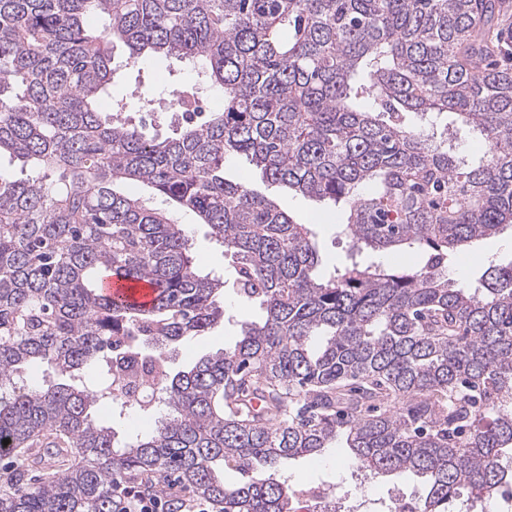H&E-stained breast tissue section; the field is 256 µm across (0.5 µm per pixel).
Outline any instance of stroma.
I'll return each instance as SVG.
<instances>
[{"instance_id":"stroma-1","label":"stroma","mask_w":512,"mask_h":512,"mask_svg":"<svg viewBox=\"0 0 512 512\" xmlns=\"http://www.w3.org/2000/svg\"><path fill=\"white\" fill-rule=\"evenodd\" d=\"M195 74L187 63L172 58L156 56L120 72L111 86L110 98L102 102L103 109H110L113 97L125 94L131 87H139L149 97L167 96L174 84L194 81ZM225 176L234 182L249 184L258 192L273 198L282 210L296 221L309 225L319 255L318 274L324 275L342 267L348 253V243L336 235V226L342 220L340 212L332 206L305 197L285 188L263 182L258 170L246 159L226 161ZM181 223L190 227L193 252L202 270L213 271L224 281V319L214 329L202 336L189 338L172 349L168 355L170 372L187 368L202 355L232 346L246 322H258L265 316L264 309L255 302L240 297L235 288L236 272L231 257L225 256L211 238L207 225L196 223L189 214L182 215ZM512 262V229L484 238L466 247L463 252L448 260V276L455 282L476 280L491 265ZM357 468L344 449L332 448L318 458H301L292 461L279 471V478L288 480L296 489L321 483L340 486L351 495L369 499H382L392 486H399L408 496L422 494L424 487L414 477L403 476L398 480L387 477L366 479L358 483Z\"/></svg>"}]
</instances>
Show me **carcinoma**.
Listing matches in <instances>:
<instances>
[{"label": "carcinoma", "instance_id": "carcinoma-1", "mask_svg": "<svg viewBox=\"0 0 512 512\" xmlns=\"http://www.w3.org/2000/svg\"><path fill=\"white\" fill-rule=\"evenodd\" d=\"M117 41L127 66L187 60L222 107L176 89L184 123L163 140L121 117L151 104L138 91L101 111ZM475 130L486 151L466 158ZM3 154L25 176L0 172V452L30 463L0 466V512H118L122 484L156 475L219 512H291L272 473L335 446L367 477L422 479L412 512L506 482L512 263L473 287L449 281L448 256L512 224V0H0ZM235 157L341 205L353 253L424 262L318 276L308 225L226 179ZM180 213L266 315L173 375L172 346L224 317ZM104 276L150 282L151 306L112 300ZM114 336L160 359L167 406L122 439L92 407L156 405L113 396ZM40 366L54 380L15 383Z\"/></svg>", "mask_w": 512, "mask_h": 512}]
</instances>
